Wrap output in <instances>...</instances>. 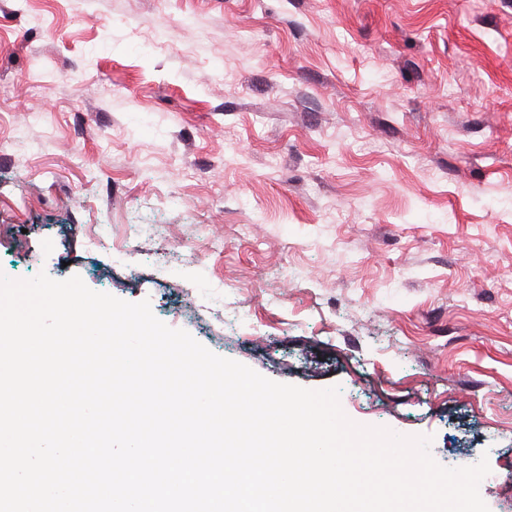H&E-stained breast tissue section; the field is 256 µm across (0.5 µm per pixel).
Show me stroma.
<instances>
[{
	"label": "stroma",
	"instance_id": "1",
	"mask_svg": "<svg viewBox=\"0 0 512 512\" xmlns=\"http://www.w3.org/2000/svg\"><path fill=\"white\" fill-rule=\"evenodd\" d=\"M42 272L512 512V0H0V273Z\"/></svg>",
	"mask_w": 512,
	"mask_h": 512
}]
</instances>
